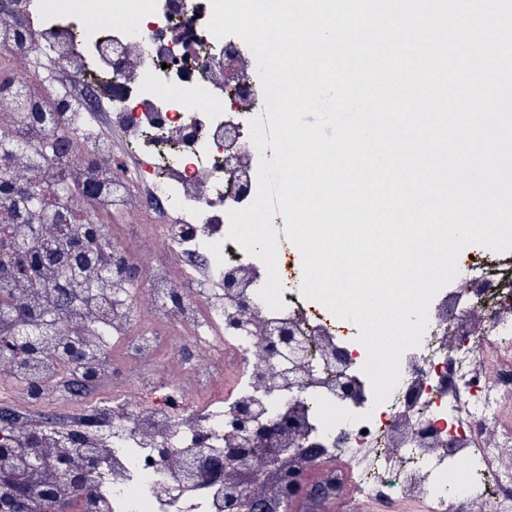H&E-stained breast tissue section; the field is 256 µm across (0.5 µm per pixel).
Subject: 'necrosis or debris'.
I'll use <instances>...</instances> for the list:
<instances>
[{
	"instance_id": "obj_1",
	"label": "necrosis or debris",
	"mask_w": 512,
	"mask_h": 512,
	"mask_svg": "<svg viewBox=\"0 0 512 512\" xmlns=\"http://www.w3.org/2000/svg\"><path fill=\"white\" fill-rule=\"evenodd\" d=\"M1 16L15 25L0 28V44L10 47L0 56V140L10 145L0 149V178L47 191L63 179L72 188L10 233L31 245L40 225L66 216L75 236L92 221L104 225L112 256L111 274L84 269L93 284L85 304L63 309L55 289L0 267V295L36 321L58 311L63 336H80L88 354L77 369L52 357L28 370L0 362V385L18 394L0 442L37 447L44 460L27 476L30 512H51L47 487L74 502V512H224L223 482L203 462L199 477L186 481L179 461L203 438L215 449L240 445L224 433L241 402L287 410L280 376L258 379L252 362L255 331L274 322L316 330L353 355L346 375L355 396L338 398L327 385L300 392L298 431L321 448L315 456L294 449L287 461L304 475L325 466L339 512H512V467L505 465L512 460V261L461 251L459 275L472 283L467 305H448L447 290L435 294L420 344L402 355L397 386L376 403L360 330L303 296L302 255L279 229L283 216L272 219L281 309L259 296L265 263L228 237L230 211L251 205L258 190L235 198L224 172L219 136L230 95L216 66L248 46L210 33L211 0H192L183 14L172 0H0ZM175 28L186 39L173 47ZM56 141L67 147L63 156L47 151ZM76 141L83 152L73 153ZM133 211L142 217L140 239L153 247L143 260L114 230ZM128 263L141 270L139 283L125 277ZM242 266L252 279L227 293L225 273ZM238 302L250 309L252 335L224 332ZM475 306L478 325L470 317ZM133 366L162 375L131 403ZM81 370L90 380L77 390ZM46 408L60 410L61 421L33 420ZM423 419L442 427L425 443L414 434ZM76 429L103 461L85 492L54 468L57 458L75 455L66 438ZM401 431L403 447L389 454ZM161 447L166 457H158Z\"/></svg>"
}]
</instances>
